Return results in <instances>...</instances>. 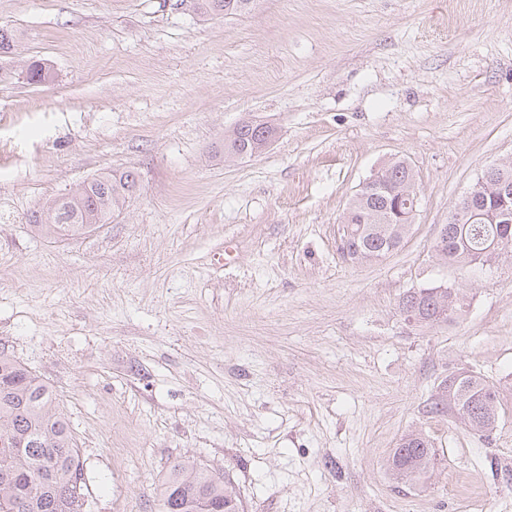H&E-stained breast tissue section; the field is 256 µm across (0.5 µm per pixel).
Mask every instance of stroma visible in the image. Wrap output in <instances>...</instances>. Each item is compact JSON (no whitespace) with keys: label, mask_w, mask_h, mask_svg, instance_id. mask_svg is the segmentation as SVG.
I'll return each instance as SVG.
<instances>
[{"label":"stroma","mask_w":512,"mask_h":512,"mask_svg":"<svg viewBox=\"0 0 512 512\" xmlns=\"http://www.w3.org/2000/svg\"><path fill=\"white\" fill-rule=\"evenodd\" d=\"M0 351L49 385L89 512H162L175 459L223 473L243 512H512V249L462 271L434 244L512 161V0H254L203 17L160 0H0ZM44 63L51 82L22 69ZM251 119L263 154H224ZM403 159L420 206L398 250L345 261L360 184ZM132 169L111 223L49 238V200ZM447 282L452 323L411 324ZM481 374L482 436L434 413ZM421 433L434 467L387 459ZM249 123V121H243ZM267 134V137L264 135ZM276 134L275 128L267 123L252 122L249 124H241L234 128L224 138L225 150H233L235 152L247 149V157H251L250 151L255 143L267 141L268 138L273 139ZM250 153V154H249ZM445 288H447L446 291L441 294L434 293V291L423 294L422 290H419V292L414 291V289L413 291L409 290L399 302L401 312L407 319L412 317L416 323L424 325L447 322L440 320L442 311L446 309L448 310V318L455 315L458 318L464 311L465 303L464 297L460 296L457 289L448 288V284L444 282L435 283L425 289L442 291ZM489 391H493L495 397L492 404L483 401L484 394ZM437 401L434 405L436 411L452 406L465 425L479 433H489L497 426L502 409L493 387L481 375L474 373L442 380L438 386ZM465 408L469 410L468 416L462 412ZM436 457L430 440L421 433L405 436L388 459L389 470L398 481L409 482L425 476Z\"/></svg>","instance_id":"35a3bbf8"}]
</instances>
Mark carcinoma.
<instances>
[{"label": "carcinoma", "mask_w": 512, "mask_h": 512, "mask_svg": "<svg viewBox=\"0 0 512 512\" xmlns=\"http://www.w3.org/2000/svg\"><path fill=\"white\" fill-rule=\"evenodd\" d=\"M226 0H192L201 15L225 14ZM275 128L252 122L234 128L224 138V149L252 150L253 145L274 138ZM383 183L364 198L349 204L343 224L348 239L357 243L354 263L379 259L401 244L411 222L406 180V161L394 160L380 169ZM138 188L132 171L98 176L76 194L55 199L32 216L33 227L58 229L75 236L96 224H109L114 214ZM382 215L376 224L363 222L366 210ZM512 247V223L477 219L447 225L442 244L435 245L444 262L462 269L484 265L498 250ZM401 312L415 322H440L442 311L459 316L464 297L448 288L438 294L409 291L399 302ZM493 387L480 375L467 373L442 380L434 409L453 407L471 430L491 432L498 423L501 403L483 401ZM436 457L422 433L405 436L388 459L395 479L409 482L425 476ZM86 483L80 451L64 416L43 380L20 362L0 352V512H87ZM160 494L164 512H242L229 482L190 460H178L169 470Z\"/></svg>", "instance_id": "cac0c4a2"}]
</instances>
